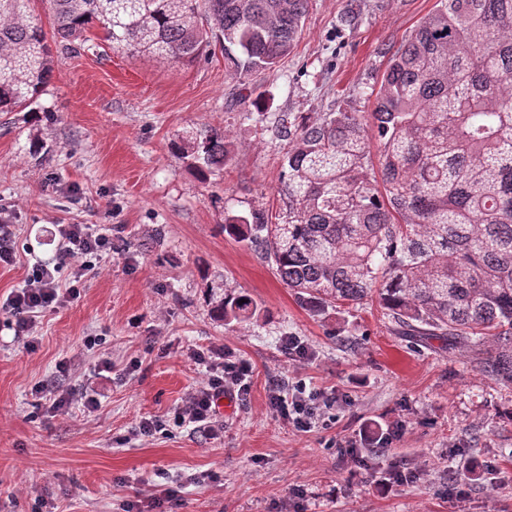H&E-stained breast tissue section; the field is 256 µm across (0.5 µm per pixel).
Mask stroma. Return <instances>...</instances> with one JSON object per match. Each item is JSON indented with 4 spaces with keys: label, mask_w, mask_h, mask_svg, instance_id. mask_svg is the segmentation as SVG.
Segmentation results:
<instances>
[{
    "label": "stroma",
    "mask_w": 512,
    "mask_h": 512,
    "mask_svg": "<svg viewBox=\"0 0 512 512\" xmlns=\"http://www.w3.org/2000/svg\"><path fill=\"white\" fill-rule=\"evenodd\" d=\"M437 5L309 0L294 51L252 75L243 100L222 54L158 65L106 50L94 29L85 50L60 53L36 103L0 115V216L20 256L0 268V299L55 256L57 225L106 224L120 244L80 299L43 314L33 348L0 315V512H123L153 495L163 512H512V387L478 372L466 349L405 336L377 303L311 316L222 230L225 212L277 206L282 116L373 112L391 53ZM186 129L236 143L211 184L170 147ZM230 292L250 296L260 318L215 319L214 298ZM288 336L312 359L291 360ZM208 345L253 367L248 394L219 413L223 434L135 436L141 418L172 419L201 379L185 350ZM287 380L325 394L326 425L300 432L273 413L269 390ZM44 383L98 387L100 406L55 414ZM399 423L392 444L359 447L361 432ZM395 470L406 482L382 487Z\"/></svg>",
    "instance_id": "obj_1"
}]
</instances>
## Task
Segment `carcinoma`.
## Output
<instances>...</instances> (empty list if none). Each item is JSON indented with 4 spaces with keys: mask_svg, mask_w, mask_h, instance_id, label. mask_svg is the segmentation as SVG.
I'll list each match as a JSON object with an SVG mask.
<instances>
[{
    "mask_svg": "<svg viewBox=\"0 0 512 512\" xmlns=\"http://www.w3.org/2000/svg\"><path fill=\"white\" fill-rule=\"evenodd\" d=\"M0 0V112L35 103L51 44L76 52L96 28L112 50L192 65L212 48L243 82L294 49L308 0ZM391 55L367 117L285 119L279 210L229 212L222 230L270 261L312 316L376 295L408 335L471 347L512 386V0H439ZM379 147V168L370 157ZM207 183L234 143L185 130L171 142ZM226 324L259 317L249 297L214 300Z\"/></svg>",
    "mask_w": 512,
    "mask_h": 512,
    "instance_id": "1",
    "label": "carcinoma"
}]
</instances>
